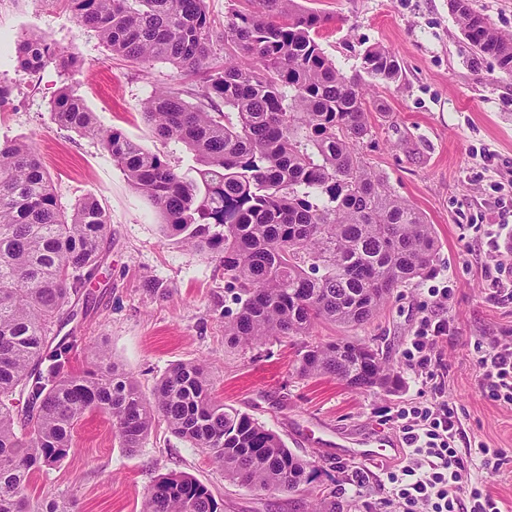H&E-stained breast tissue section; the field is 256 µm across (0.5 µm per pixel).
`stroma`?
<instances>
[{"label":"stroma","instance_id":"stroma-1","mask_svg":"<svg viewBox=\"0 0 512 512\" xmlns=\"http://www.w3.org/2000/svg\"><path fill=\"white\" fill-rule=\"evenodd\" d=\"M329 16L317 41L346 74L361 66L366 47L392 52L401 65L394 84L371 88L373 137L361 151L392 191L433 224V269L398 289L357 338L373 341L402 387L361 392L336 378L296 372L302 337L252 349L234 347L224 323L236 313L235 283L212 255L166 240L157 209L137 193L100 143L62 126L50 110L57 90L79 95L97 121L122 131L145 149L184 167L183 146L157 140L142 116L155 89L191 87L166 63L142 68L112 55L97 33L80 25L67 0H0V82L11 87L0 107V141L33 140L63 206L92 197L111 219L106 260L89 290L93 309L74 324L79 341L68 367L85 369L96 349L132 374L143 392L180 362H204L215 395L275 432L315 474L303 491L288 494L244 488L225 480L208 455L157 423L141 448H121L111 420L86 414L75 446L60 465L38 473L34 496L72 499L76 512H143L156 481L181 472L206 485L221 512H311L335 492L336 512H396L385 485L398 460L360 461L353 441L399 432L397 408L428 403L443 393L454 405L462 438L504 448L509 457L483 480L512 512V408L488 397L472 362L476 344L512 343V297L490 296L494 246L486 226L512 223V78L493 57H474L448 0H299ZM49 35L81 63L36 74L15 63L18 40ZM449 287L447 307L431 289ZM448 319L439 339L434 375L414 382L403 351L421 319Z\"/></svg>","mask_w":512,"mask_h":512}]
</instances>
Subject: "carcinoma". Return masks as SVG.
Instances as JSON below:
<instances>
[{"label": "carcinoma", "instance_id": "carcinoma-1", "mask_svg": "<svg viewBox=\"0 0 512 512\" xmlns=\"http://www.w3.org/2000/svg\"><path fill=\"white\" fill-rule=\"evenodd\" d=\"M207 0H69L77 21L115 54L201 75L197 88L155 92L143 116L161 141L185 146V170L118 130L97 124L81 97L62 89L59 123L99 139L128 183L161 211L169 240L220 259L235 280L230 341L251 348L308 336L319 322L365 326L395 290L430 272L433 225L366 165L373 136L367 89L398 81L396 56L367 47L348 75L315 36L328 18L297 0L234 9L213 28ZM474 56L512 77V33L492 27L470 0H449ZM216 45L224 65L210 66ZM78 61L33 35L17 47L24 71ZM197 99L193 103L185 96ZM224 109H219V106ZM111 224L87 197L61 207L34 146L0 143V512H72L31 494L34 475L64 461L78 422L108 415L121 447L135 452L157 420L199 448L228 480L253 490L299 492L314 466L250 415L212 392L206 364L178 363L145 394L104 351L70 371L77 337L56 342L62 319L90 302ZM297 372L332 376L359 391L391 392L400 379L362 339L301 346ZM209 489L178 473L161 477L144 512H218Z\"/></svg>", "mask_w": 512, "mask_h": 512}]
</instances>
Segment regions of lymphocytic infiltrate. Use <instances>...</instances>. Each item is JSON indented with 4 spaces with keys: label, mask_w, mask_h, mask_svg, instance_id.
Here are the masks:
<instances>
[{
    "label": "lymphocytic infiltrate",
    "mask_w": 512,
    "mask_h": 512,
    "mask_svg": "<svg viewBox=\"0 0 512 512\" xmlns=\"http://www.w3.org/2000/svg\"><path fill=\"white\" fill-rule=\"evenodd\" d=\"M447 330L445 319L422 318L405 350L415 380L432 376L435 342ZM475 367L489 397L512 405V346L479 351ZM396 421L407 453L402 466L389 472L387 479L400 512H503L482 475L502 467L506 449L477 442L467 457H460L459 419L454 406L444 400L401 408Z\"/></svg>",
    "instance_id": "lymphocytic-infiltrate-1"
}]
</instances>
